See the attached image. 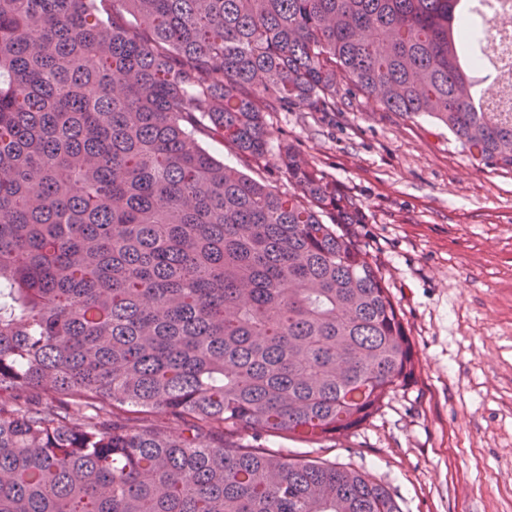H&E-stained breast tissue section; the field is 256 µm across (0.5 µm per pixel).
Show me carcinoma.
Masks as SVG:
<instances>
[{
    "mask_svg": "<svg viewBox=\"0 0 512 512\" xmlns=\"http://www.w3.org/2000/svg\"><path fill=\"white\" fill-rule=\"evenodd\" d=\"M467 0H0V512H399L269 438L349 437L413 376L349 198L270 112L362 94L512 169ZM176 429L132 426L131 409Z\"/></svg>",
    "mask_w": 512,
    "mask_h": 512,
    "instance_id": "carcinoma-1",
    "label": "carcinoma"
}]
</instances>
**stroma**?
I'll list each match as a JSON object with an SVG mask.
<instances>
[{"mask_svg": "<svg viewBox=\"0 0 512 512\" xmlns=\"http://www.w3.org/2000/svg\"><path fill=\"white\" fill-rule=\"evenodd\" d=\"M251 177L287 190L297 145L360 210L350 230L403 315L413 377L337 443L270 441L348 464L401 512H512V170L475 161L447 129L363 96L336 112H272Z\"/></svg>", "mask_w": 512, "mask_h": 512, "instance_id": "obj_1", "label": "stroma"}]
</instances>
